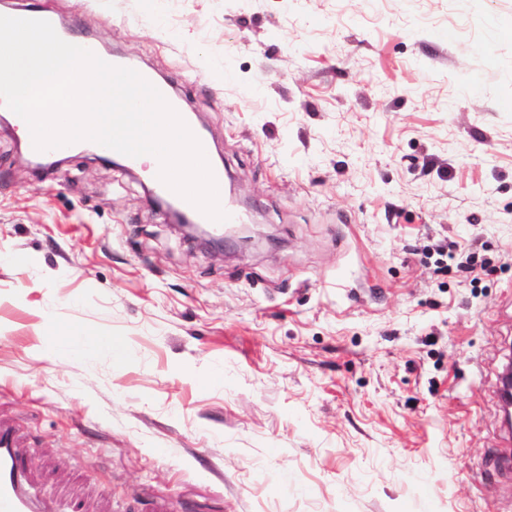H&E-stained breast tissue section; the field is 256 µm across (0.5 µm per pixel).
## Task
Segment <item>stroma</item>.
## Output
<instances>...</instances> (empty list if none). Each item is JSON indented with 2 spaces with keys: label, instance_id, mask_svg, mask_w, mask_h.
Returning a JSON list of instances; mask_svg holds the SVG:
<instances>
[{
  "label": "stroma",
  "instance_id": "35a3bbf8",
  "mask_svg": "<svg viewBox=\"0 0 512 512\" xmlns=\"http://www.w3.org/2000/svg\"><path fill=\"white\" fill-rule=\"evenodd\" d=\"M0 8L168 81L255 219L204 246L0 125V421L45 512H512V0Z\"/></svg>",
  "mask_w": 512,
  "mask_h": 512
}]
</instances>
